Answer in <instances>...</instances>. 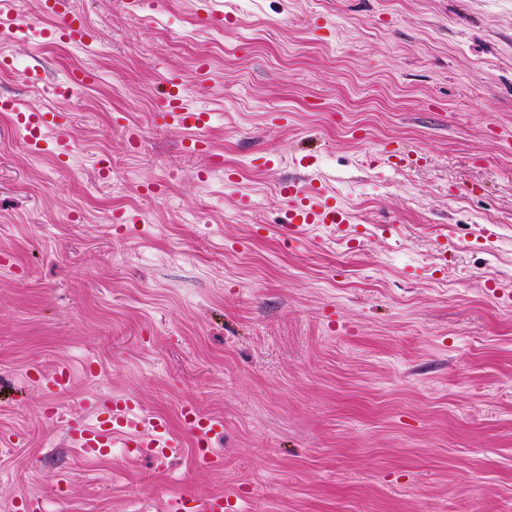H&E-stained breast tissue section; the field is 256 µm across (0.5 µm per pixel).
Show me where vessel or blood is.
<instances>
[{"instance_id":"b4317fda","label":"vessel or blood","mask_w":512,"mask_h":512,"mask_svg":"<svg viewBox=\"0 0 512 512\" xmlns=\"http://www.w3.org/2000/svg\"><path fill=\"white\" fill-rule=\"evenodd\" d=\"M41 7L43 13L57 22L54 31L56 39L80 46L92 44V33L73 12L71 0H41ZM165 85L166 88L156 104V112L162 121L198 131L204 130L208 124V114L190 108L180 80L169 78ZM0 112L13 114L20 136L32 151H42L50 143L53 144L57 156H68L70 142L66 135L67 122L61 113L29 112L10 97H0ZM278 191L292 217L289 231H297L313 224L338 227L351 221L349 213L342 208L317 202L319 189L307 181L282 182ZM132 411L131 401L118 398L113 403L110 422L90 425L78 418L68 421L66 431L82 454L88 457L103 454L118 440L133 452L157 458L168 456L180 448V440L170 435L164 422L133 416ZM182 416L187 428L197 436L199 442H207L215 434V422L201 416L193 405H184Z\"/></svg>"}]
</instances>
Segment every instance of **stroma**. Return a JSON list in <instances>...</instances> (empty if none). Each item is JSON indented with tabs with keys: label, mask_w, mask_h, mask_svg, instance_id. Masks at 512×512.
<instances>
[{
	"label": "stroma",
	"mask_w": 512,
	"mask_h": 512,
	"mask_svg": "<svg viewBox=\"0 0 512 512\" xmlns=\"http://www.w3.org/2000/svg\"><path fill=\"white\" fill-rule=\"evenodd\" d=\"M72 6L92 48L0 33V96L73 143L57 163L0 112V512H512V0H229L221 28L199 0ZM171 74L207 153L156 116ZM304 177L344 231L281 235ZM116 396L181 448L82 455L60 415ZM182 416L187 428L197 436L200 444H204L214 434L216 426L214 421L201 416L192 404L182 407Z\"/></svg>",
	"instance_id": "35a3bbf8"
}]
</instances>
